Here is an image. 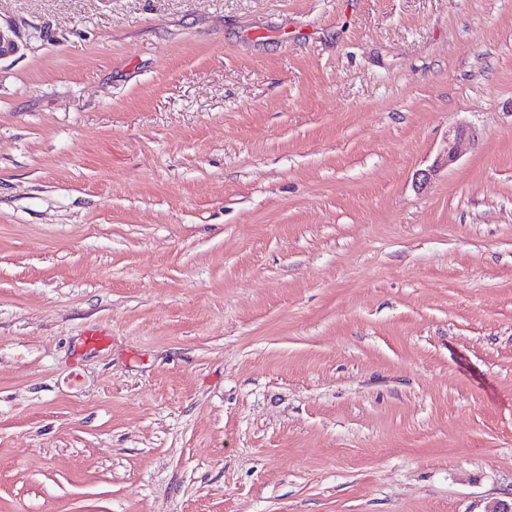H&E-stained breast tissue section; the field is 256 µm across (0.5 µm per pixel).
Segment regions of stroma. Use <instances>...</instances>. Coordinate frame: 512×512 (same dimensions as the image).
I'll use <instances>...</instances> for the list:
<instances>
[{
    "mask_svg": "<svg viewBox=\"0 0 512 512\" xmlns=\"http://www.w3.org/2000/svg\"><path fill=\"white\" fill-rule=\"evenodd\" d=\"M0 22V512L512 501V0ZM19 29L14 25L2 27L0 22V60L5 56L15 54L25 46ZM466 137L474 138V134L464 127H452L448 130V137L443 148L442 159L447 166L457 161L459 156L460 143Z\"/></svg>",
    "mask_w": 512,
    "mask_h": 512,
    "instance_id": "stroma-1",
    "label": "stroma"
}]
</instances>
